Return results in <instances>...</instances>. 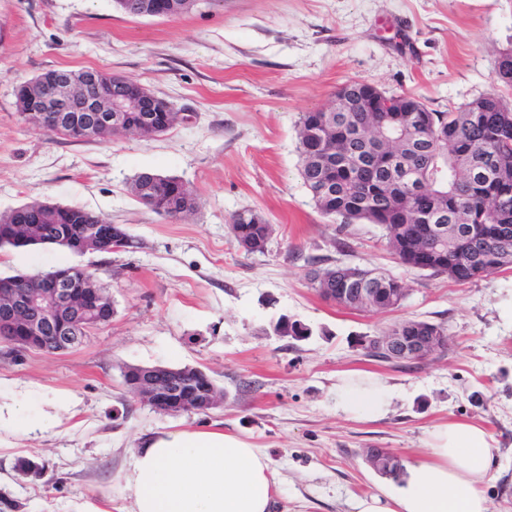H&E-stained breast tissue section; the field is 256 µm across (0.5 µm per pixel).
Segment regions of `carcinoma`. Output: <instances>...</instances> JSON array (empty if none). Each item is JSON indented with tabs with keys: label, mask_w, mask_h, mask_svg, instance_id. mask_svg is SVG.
Returning a JSON list of instances; mask_svg holds the SVG:
<instances>
[{
	"label": "carcinoma",
	"mask_w": 512,
	"mask_h": 512,
	"mask_svg": "<svg viewBox=\"0 0 512 512\" xmlns=\"http://www.w3.org/2000/svg\"><path fill=\"white\" fill-rule=\"evenodd\" d=\"M495 81L512 88V47L499 58ZM501 96L489 94L456 110L434 112L406 96L399 104L416 109L399 131L397 153L383 149V133L345 144L338 136L360 127L389 128L390 113L356 107L332 113L323 136L305 132L320 124L324 113L305 112L298 122L300 175L316 208L343 224H377L387 238L405 223L412 208L447 214L448 267L433 275L466 282L479 272L512 267V112L499 111ZM334 165L331 193L323 161ZM179 184L161 179L141 193L140 203L168 218H177ZM71 224H106L108 218L77 206L67 207Z\"/></svg>",
	"instance_id": "carcinoma-1"
}]
</instances>
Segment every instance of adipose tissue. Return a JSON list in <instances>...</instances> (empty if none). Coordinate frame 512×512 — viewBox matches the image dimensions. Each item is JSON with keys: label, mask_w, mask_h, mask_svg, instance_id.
Returning <instances> with one entry per match:
<instances>
[{"label": "adipose tissue", "mask_w": 512, "mask_h": 512, "mask_svg": "<svg viewBox=\"0 0 512 512\" xmlns=\"http://www.w3.org/2000/svg\"><path fill=\"white\" fill-rule=\"evenodd\" d=\"M345 411L384 416L390 393L367 373L340 378ZM491 466L488 432L449 421L429 433L427 450L397 485L357 498L354 512H491L484 485ZM132 512H271L278 491L266 457L246 438L215 430L171 431L147 439L125 476Z\"/></svg>", "instance_id": "adipose-tissue-1"}]
</instances>
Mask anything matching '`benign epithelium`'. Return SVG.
<instances>
[{
  "label": "benign epithelium",
  "instance_id": "7a95c632",
  "mask_svg": "<svg viewBox=\"0 0 512 512\" xmlns=\"http://www.w3.org/2000/svg\"><path fill=\"white\" fill-rule=\"evenodd\" d=\"M379 99L370 83L351 81L336 91L331 111L345 112L361 91ZM17 108L26 121L39 128L52 113L53 128L59 132L73 130L83 139H97L113 132L122 135L158 136L167 132L179 113L170 103L142 87L130 92L125 77L106 76L96 69L43 73L21 85ZM438 235L429 257H409L405 265L422 264L442 267L448 264L447 225L433 224ZM20 247L35 245L63 249L74 255L101 250L107 240L115 250H134L138 243L120 224H59L47 234L35 224L14 221L0 224V241ZM388 278L381 271L347 266L346 288L323 289L320 296L327 302L343 305L347 300L366 309L387 310L399 307L407 289L368 288L366 284ZM11 287L0 290V343L15 349L42 350L47 344L63 353L82 345L88 332L110 321L106 312L111 299L105 296L86 266L68 264L47 272L17 275ZM361 347L369 355L382 354L392 362H422L448 348V336L439 326L422 320H402L377 336H365ZM185 368L130 365L123 370L128 391L140 403L168 414L207 413L223 404V394L212 378L198 368H191L194 379L184 380ZM366 463L378 472L392 467V458L381 452L366 454Z\"/></svg>",
  "mask_w": 512,
  "mask_h": 512
}]
</instances>
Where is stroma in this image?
<instances>
[{
	"label": "stroma",
	"instance_id": "1",
	"mask_svg": "<svg viewBox=\"0 0 512 512\" xmlns=\"http://www.w3.org/2000/svg\"><path fill=\"white\" fill-rule=\"evenodd\" d=\"M512 46V0H200L173 17H132L113 0H0V213L49 201L104 214L139 246L73 255L0 249V277L90 268L112 299L110 323L65 353L0 344V499L15 512H130L134 448L168 431L247 437L277 475L273 512H352L385 477L364 460L387 448L410 462L430 429L481 425L494 512H512V320L498 305L512 270L459 284L400 264L384 230L337 233L299 175L301 113L330 105L352 79L445 112L490 93ZM93 68L122 75L182 115L150 139L80 140L35 130L17 91L34 76ZM142 172L182 180L197 198L182 220L132 194ZM248 209L273 227L242 250L227 220ZM385 271L408 290L392 310H348L313 288L312 266ZM311 328L295 340L279 316ZM405 319L445 328L448 348L387 363L358 344ZM127 365L196 367L224 392L206 414L171 416L124 387ZM373 374L391 392L379 419L343 412L336 383Z\"/></svg>",
	"mask_w": 512,
	"mask_h": 512
}]
</instances>
